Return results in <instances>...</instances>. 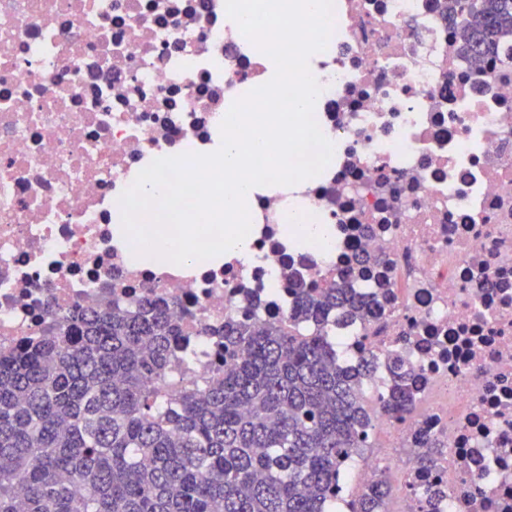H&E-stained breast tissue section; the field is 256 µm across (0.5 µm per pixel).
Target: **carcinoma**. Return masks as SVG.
I'll return each instance as SVG.
<instances>
[{
    "mask_svg": "<svg viewBox=\"0 0 512 512\" xmlns=\"http://www.w3.org/2000/svg\"><path fill=\"white\" fill-rule=\"evenodd\" d=\"M471 57L512 37V0H446ZM289 325L229 321L224 376L169 396L162 382L182 344L168 304L146 296L128 310L76 308L56 332L0 357V512H327L336 480L370 447L361 386L372 360L343 367L329 317L367 305L335 284L295 285ZM315 320V332L299 322ZM381 413L413 405L400 360ZM418 464L439 441L417 437ZM25 491H19L17 481ZM389 488L372 476L350 512H385Z\"/></svg>",
    "mask_w": 512,
    "mask_h": 512,
    "instance_id": "cac0c4a2",
    "label": "carcinoma"
}]
</instances>
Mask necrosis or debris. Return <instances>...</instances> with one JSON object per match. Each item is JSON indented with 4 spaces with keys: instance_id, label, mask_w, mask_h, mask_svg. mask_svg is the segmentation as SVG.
Masks as SVG:
<instances>
[{
    "instance_id": "4bbe7bcc",
    "label": "necrosis or debris",
    "mask_w": 512,
    "mask_h": 512,
    "mask_svg": "<svg viewBox=\"0 0 512 512\" xmlns=\"http://www.w3.org/2000/svg\"><path fill=\"white\" fill-rule=\"evenodd\" d=\"M442 0H335L314 118L333 144L297 184L298 217L329 244L286 231L283 186L256 195L252 253L175 265L116 235L119 197L153 160L211 153L232 103L266 81L225 0H0V354L75 308L164 298L185 328L175 387L223 364L206 327L287 320L289 283L341 281L380 306L336 322V356L372 353L413 374L396 423L405 506L512 512V39L461 55ZM443 447L427 472L417 436Z\"/></svg>"
}]
</instances>
